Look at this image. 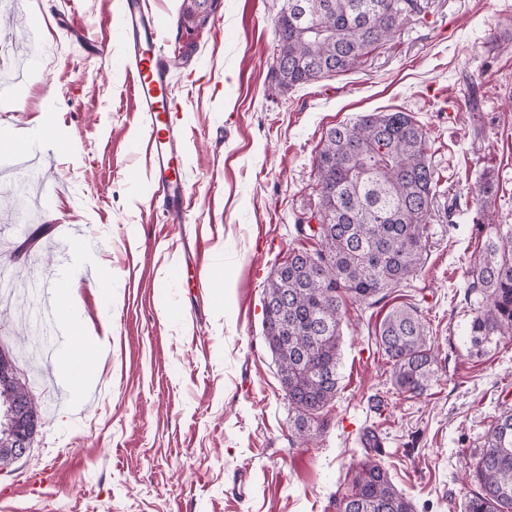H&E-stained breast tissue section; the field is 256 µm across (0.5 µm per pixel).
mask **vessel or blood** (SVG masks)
<instances>
[{
    "label": "vessel or blood",
    "instance_id": "vessel-or-blood-1",
    "mask_svg": "<svg viewBox=\"0 0 512 512\" xmlns=\"http://www.w3.org/2000/svg\"><path fill=\"white\" fill-rule=\"evenodd\" d=\"M121 25L130 89L149 124L144 147L151 158L155 192L161 197L167 215L177 221L190 207L191 198L181 174L183 159L177 149L180 106L169 91L172 61L145 0H122ZM38 293L44 321L55 337L47 346L48 356L53 359L59 350L57 337L70 333L71 324L59 312L56 282L41 281Z\"/></svg>",
    "mask_w": 512,
    "mask_h": 512
}]
</instances>
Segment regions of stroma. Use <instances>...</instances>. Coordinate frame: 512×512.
<instances>
[{
	"instance_id": "stroma-1",
	"label": "stroma",
	"mask_w": 512,
	"mask_h": 512,
	"mask_svg": "<svg viewBox=\"0 0 512 512\" xmlns=\"http://www.w3.org/2000/svg\"><path fill=\"white\" fill-rule=\"evenodd\" d=\"M181 106L178 148L192 203L181 221L154 197L147 133L129 87L121 0H0L26 78L0 100V350L46 411L30 448L0 470V512H336L368 457L414 512H463L490 424L512 409V335L468 337V271L488 225H512V0H420L357 68L281 90L271 67L284 0H215L204 27L181 0H145ZM398 109L423 127L439 178L421 268L381 303H351L339 390L325 427L298 445L265 340L263 296L301 243L314 160L331 127ZM67 149H59L58 139ZM497 192L477 194L485 175ZM37 188L35 224L7 207ZM46 226L27 254L18 245ZM78 251L58 271L64 239ZM110 277L108 291L95 272ZM76 285L74 334L87 358L47 366L25 285ZM422 314L438 370L398 393L376 336L392 306ZM89 383L64 397L39 377Z\"/></svg>"
}]
</instances>
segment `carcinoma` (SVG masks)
<instances>
[{
	"label": "carcinoma",
	"instance_id": "carcinoma-1",
	"mask_svg": "<svg viewBox=\"0 0 512 512\" xmlns=\"http://www.w3.org/2000/svg\"><path fill=\"white\" fill-rule=\"evenodd\" d=\"M212 5L182 0L180 19L203 24ZM418 12V0H286L275 21L277 88L353 69ZM314 170L318 203L297 229L316 247L296 250L277 266L263 298L265 338L303 443L324 426V410L339 389L344 297L375 304L417 271L438 184L425 132L403 111L371 112L330 128ZM313 220L317 227L306 229ZM468 288L481 297L470 322L472 347L512 332V225H493ZM377 343L395 389L423 393L436 370L420 311L392 308ZM27 395L0 351V467L20 457L16 405ZM472 477L477 491L464 512H512L511 409L487 430ZM336 510L413 512V505L387 471L368 460Z\"/></svg>",
	"mask_w": 512,
	"mask_h": 512
}]
</instances>
